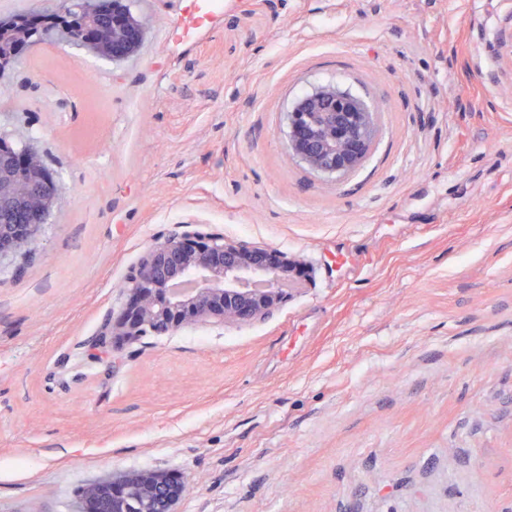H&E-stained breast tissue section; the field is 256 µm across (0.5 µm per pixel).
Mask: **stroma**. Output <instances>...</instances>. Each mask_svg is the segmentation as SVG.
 Here are the masks:
<instances>
[{
  "label": "stroma",
  "instance_id": "35a3bbf8",
  "mask_svg": "<svg viewBox=\"0 0 512 512\" xmlns=\"http://www.w3.org/2000/svg\"><path fill=\"white\" fill-rule=\"evenodd\" d=\"M114 64L36 46L0 133L64 194L0 263V512L117 473L178 512H512V0H133ZM332 84L379 135L342 177L288 157ZM301 255L263 322L86 342L153 240Z\"/></svg>",
  "mask_w": 512,
  "mask_h": 512
}]
</instances>
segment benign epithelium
Returning <instances> with one entry per match:
<instances>
[{"label": "benign epithelium", "instance_id": "1", "mask_svg": "<svg viewBox=\"0 0 512 512\" xmlns=\"http://www.w3.org/2000/svg\"><path fill=\"white\" fill-rule=\"evenodd\" d=\"M83 15L81 25L43 33L41 43H79L89 53L124 62L135 56L147 34L150 18L135 14L127 0H59L55 14ZM18 18L0 19V70L14 59L12 43L26 44L27 29ZM289 157L309 169L340 175L358 168L377 134L376 113L362 98L323 85L288 113ZM62 186L45 169L38 151L16 152L0 144V261L32 248L45 218L57 206ZM303 259L273 255L263 244L229 240L198 224L151 242L127 276L126 300L107 315L87 355L113 368L114 348L152 332L168 334L202 323L249 325L268 318L282 296L280 285ZM185 485L156 471L125 473L96 481L81 492L77 512H127L140 503L141 512H177Z\"/></svg>", "mask_w": 512, "mask_h": 512}]
</instances>
